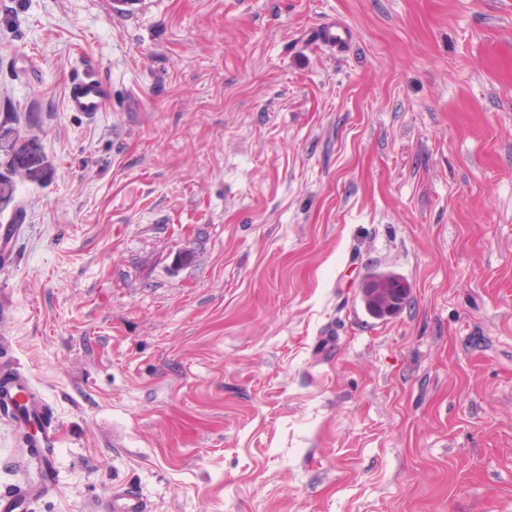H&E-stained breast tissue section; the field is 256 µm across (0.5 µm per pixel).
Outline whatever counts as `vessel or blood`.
Listing matches in <instances>:
<instances>
[{
  "label": "vessel or blood",
  "mask_w": 512,
  "mask_h": 512,
  "mask_svg": "<svg viewBox=\"0 0 512 512\" xmlns=\"http://www.w3.org/2000/svg\"><path fill=\"white\" fill-rule=\"evenodd\" d=\"M109 90L107 85L92 74L76 76L70 83L67 105L69 111L96 116L105 106ZM6 410L17 423H37L35 433L27 435L26 444L43 467H50L47 450L57 448L58 430L49 414L45 401L31 392L21 377L0 371V410ZM52 475H45L40 485L28 487L20 492L0 497V512H18L30 496L53 489ZM104 512H151L140 490L129 483L113 485L107 495Z\"/></svg>",
  "instance_id": "b4317fda"
}]
</instances>
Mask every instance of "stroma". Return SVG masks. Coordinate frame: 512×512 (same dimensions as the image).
Listing matches in <instances>:
<instances>
[{
  "label": "stroma",
  "instance_id": "obj_1",
  "mask_svg": "<svg viewBox=\"0 0 512 512\" xmlns=\"http://www.w3.org/2000/svg\"><path fill=\"white\" fill-rule=\"evenodd\" d=\"M18 211L0 368L60 434L24 512H512V0H0ZM108 96L107 85L94 74L78 75L70 82L68 110L95 117L103 112ZM408 297V285L393 274H374L362 290V299L366 309L372 315L380 318L388 316V307L399 309L400 304ZM104 511L152 512L140 490L130 483H119L112 486V490L105 500Z\"/></svg>",
  "mask_w": 512,
  "mask_h": 512
}]
</instances>
